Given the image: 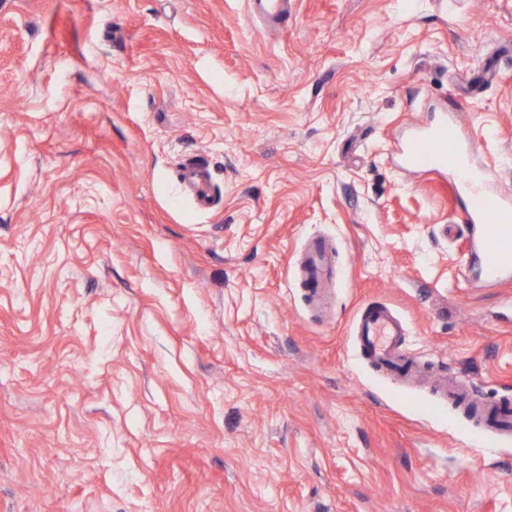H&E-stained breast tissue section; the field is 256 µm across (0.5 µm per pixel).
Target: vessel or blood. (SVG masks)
Segmentation results:
<instances>
[{"label": "vessel or blood", "mask_w": 512, "mask_h": 512, "mask_svg": "<svg viewBox=\"0 0 512 512\" xmlns=\"http://www.w3.org/2000/svg\"><path fill=\"white\" fill-rule=\"evenodd\" d=\"M289 3L290 0H252L253 16L266 29L283 32ZM476 152V142L462 132L454 117L443 113L431 125L409 132L398 148L399 168L408 174L452 173L458 199L456 211L467 228L465 262L468 268L477 270L483 285L493 286L512 275V194L502 190L491 170L475 164ZM178 174L198 210L214 208V180L207 164L186 161ZM331 261L332 253L325 243H316L306 277L310 299H318L320 275ZM355 330L364 355L375 368L399 367L407 378L416 377L418 365L402 347L403 323L389 308L364 307ZM437 389L449 401L470 409L486 430L512 434V398L476 399L471 385L459 378L441 380Z\"/></svg>", "instance_id": "vessel-or-blood-1"}]
</instances>
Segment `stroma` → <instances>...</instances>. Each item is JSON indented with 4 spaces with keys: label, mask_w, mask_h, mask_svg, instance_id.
<instances>
[{
    "label": "stroma",
    "mask_w": 512,
    "mask_h": 512,
    "mask_svg": "<svg viewBox=\"0 0 512 512\" xmlns=\"http://www.w3.org/2000/svg\"><path fill=\"white\" fill-rule=\"evenodd\" d=\"M454 100L512 190V0H295L280 34L0 0V512H512V439L352 336L389 305L432 377L512 391V285L464 272L451 178L396 166ZM178 174L180 182L191 194L198 210L205 212L214 208V180L207 164L188 160L179 169ZM310 266L308 275L304 282L309 283L312 288L309 290V298L315 300L319 298L318 288L320 287V272L322 279L327 266L332 262V253L323 242H317L310 253Z\"/></svg>",
    "instance_id": "35a3bbf8"
}]
</instances>
